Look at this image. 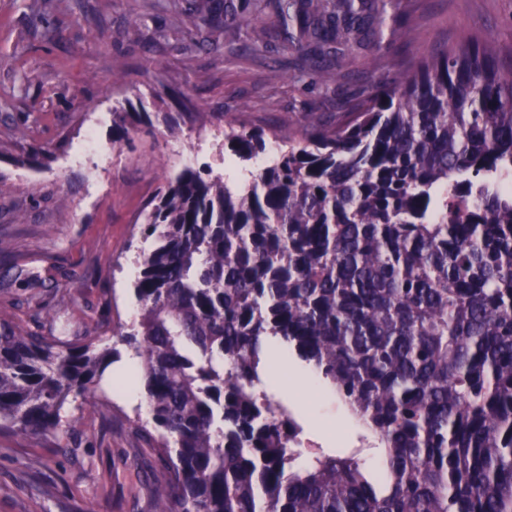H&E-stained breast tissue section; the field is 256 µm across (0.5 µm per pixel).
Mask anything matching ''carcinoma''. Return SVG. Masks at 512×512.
<instances>
[{"label":"carcinoma","instance_id":"obj_1","mask_svg":"<svg viewBox=\"0 0 512 512\" xmlns=\"http://www.w3.org/2000/svg\"><path fill=\"white\" fill-rule=\"evenodd\" d=\"M207 8L241 29L274 14L286 50L326 85L330 56L408 41L401 0H248ZM122 145L150 121L120 112ZM224 129L241 187L206 167L159 187L140 233L128 331L70 336L0 316V433L63 435L77 396L112 403L134 364L140 425L166 464L151 512H512V49L492 29L416 54L334 125ZM275 338L329 381L385 452L290 448L288 407L261 389Z\"/></svg>","mask_w":512,"mask_h":512}]
</instances>
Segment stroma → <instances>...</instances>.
<instances>
[{"label":"stroma","mask_w":512,"mask_h":512,"mask_svg":"<svg viewBox=\"0 0 512 512\" xmlns=\"http://www.w3.org/2000/svg\"><path fill=\"white\" fill-rule=\"evenodd\" d=\"M0 0V310L25 330L68 311L72 328L111 338L137 316L132 284L140 226L156 189L185 168L242 171L224 145L225 124L299 130L314 107L335 123L370 90L376 72L397 78L413 49L435 51L495 27L512 45V0H404L413 45L376 59H343L340 77H269L286 53L273 18L252 27L255 49L204 23L201 0ZM144 22L134 28L133 19ZM124 79L113 83L114 71ZM120 112H150L151 126L112 165L80 163L87 138L111 144ZM180 114L175 135L162 113ZM29 277L12 281L15 264ZM304 419L307 437L333 453L326 431L348 423L332 402L275 379ZM61 437L0 434V512H150L165 469L136 424L132 402L76 400Z\"/></svg>","instance_id":"1"}]
</instances>
